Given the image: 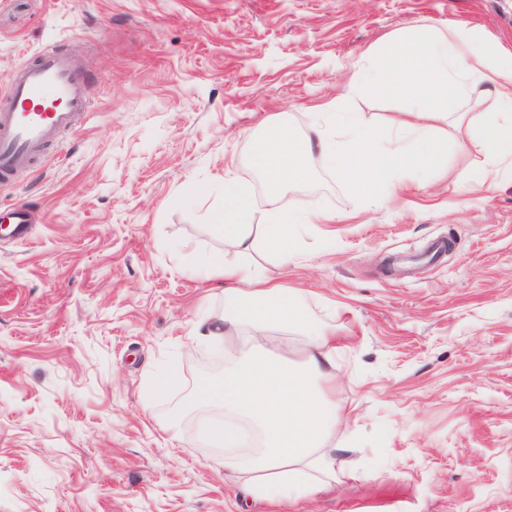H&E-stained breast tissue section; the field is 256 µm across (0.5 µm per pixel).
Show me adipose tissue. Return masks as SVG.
Returning <instances> with one entry per match:
<instances>
[{
	"instance_id": "ef3b65f1",
	"label": "adipose tissue",
	"mask_w": 512,
	"mask_h": 512,
	"mask_svg": "<svg viewBox=\"0 0 512 512\" xmlns=\"http://www.w3.org/2000/svg\"><path fill=\"white\" fill-rule=\"evenodd\" d=\"M478 86L495 98L493 109L467 123L488 159L471 179L474 188H483L502 175L504 161H512V54L470 27L420 25L361 55L349 79L350 92L402 100L408 110L383 127L358 112H318L303 140L283 120H270L267 137L251 155L274 192L264 213H257L246 186L225 178L224 211L213 230L235 259L217 266L201 257L195 266L224 282V316L206 322L203 336L239 363L221 382L199 388L200 421L207 437L234 449L227 466L252 497L280 504L334 483L330 440L350 420L349 410L330 397L336 380L332 329L307 314V292L282 282L301 234L309 225L334 223L336 214L313 200L286 196V182L305 178L302 158L315 151L365 203H385L406 177L442 171L448 142L436 123L454 115L460 98ZM258 215L264 229L259 239L252 235ZM258 247L274 256L273 267L250 261ZM295 342L301 362L293 367L283 352Z\"/></svg>"
}]
</instances>
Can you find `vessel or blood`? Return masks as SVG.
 I'll return each instance as SVG.
<instances>
[{
	"mask_svg": "<svg viewBox=\"0 0 512 512\" xmlns=\"http://www.w3.org/2000/svg\"><path fill=\"white\" fill-rule=\"evenodd\" d=\"M90 109L84 65L78 59L44 50L19 66L9 80L7 101L0 105V178L43 158Z\"/></svg>",
	"mask_w": 512,
	"mask_h": 512,
	"instance_id": "obj_1",
	"label": "vessel or blood"
}]
</instances>
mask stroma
Masks as SVG:
<instances>
[{"instance_id":"1","label":"stroma","mask_w":512,"mask_h":512,"mask_svg":"<svg viewBox=\"0 0 512 512\" xmlns=\"http://www.w3.org/2000/svg\"><path fill=\"white\" fill-rule=\"evenodd\" d=\"M456 24L512 51V0H0V100L50 48L84 64L93 102L48 163L0 183L33 221L23 241L0 231V512H512V176L473 190L485 153L452 120L447 167L384 204L315 152L290 187L336 213L286 277L336 329L332 396L353 411L336 485L248 497L187 410L225 371L190 341L224 295L188 251L228 258L225 176L266 207L262 120L302 140L318 110L384 126L406 104L347 94L353 62L401 28Z\"/></svg>"}]
</instances>
